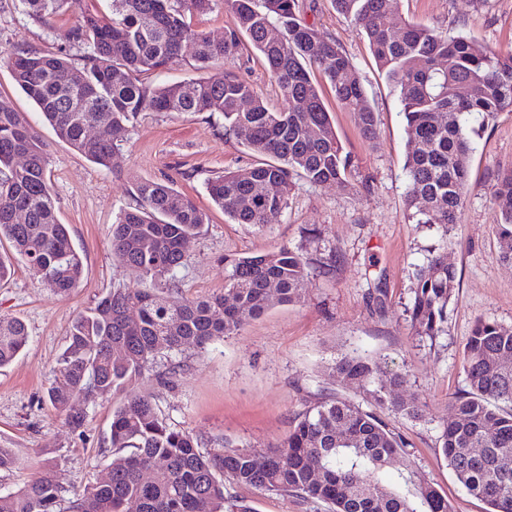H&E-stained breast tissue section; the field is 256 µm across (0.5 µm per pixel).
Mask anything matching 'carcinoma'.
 Returning <instances> with one entry per match:
<instances>
[{"mask_svg":"<svg viewBox=\"0 0 512 512\" xmlns=\"http://www.w3.org/2000/svg\"><path fill=\"white\" fill-rule=\"evenodd\" d=\"M31 18L48 21L65 0H19ZM336 11L363 31L377 67L399 90L409 151L405 202L417 224L459 222L473 152L469 119L512 112V51L479 48L463 34L443 36L393 9L394 0H332ZM219 5L230 18L217 42L185 20ZM278 31L271 39L268 32ZM65 38L84 47L80 58L59 50L24 47L0 51L15 84L32 99L56 137L90 162L111 168L128 124L142 112H221L225 128L264 160L218 174L207 182L212 202L237 224H272L288 204L294 180L347 186L350 156L344 151L320 90L317 69L336 101L357 113L362 135L379 139L377 115L335 41L306 21L299 0H112V17L88 13ZM265 59L288 101L273 111L250 83L232 73L199 77L155 88L139 75L182 60L194 46L197 69L235 58L243 41ZM250 102L241 108L242 100ZM105 120L106 136L91 139L88 127ZM50 154L26 113L0 99V281L23 261L60 296L80 284L84 265L66 224L56 214L49 177ZM136 203L112 224V256L129 282L112 289L78 314L57 361L48 398L65 423L83 425L76 403L124 390L152 368L162 351L204 349L218 336L236 334L262 315L269 289L286 304L299 303L311 268L324 266L282 247L226 261L224 291L203 298L179 295L177 270L183 243L200 232L209 215L174 188V182L137 179ZM493 224L502 260L512 262V168L497 172ZM23 213L24 223L15 215ZM455 271L442 253L416 276L407 308L419 340L444 332ZM28 342L25 323L0 317V368ZM337 375L362 388L380 407L407 418L422 406L405 400V375L381 379L368 356L346 354ZM466 388L454 397V419L440 448L457 481L486 505L485 512H512V327L481 317L463 350ZM109 481L68 490L46 464L15 492H0V512H254L224 493V478L264 492L292 493L330 505V512H452L432 484L416 479L400 461L407 443L371 411L346 399L318 403L288 438L263 449L223 446L200 451L197 439L166 423L150 399L129 392L112 412ZM401 465L398 480L380 473Z\"/></svg>","mask_w":512,"mask_h":512,"instance_id":"carcinoma-1","label":"carcinoma"}]
</instances>
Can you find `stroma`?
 Masks as SVG:
<instances>
[{"mask_svg":"<svg viewBox=\"0 0 512 512\" xmlns=\"http://www.w3.org/2000/svg\"><path fill=\"white\" fill-rule=\"evenodd\" d=\"M308 22L336 41L350 58L378 116V143L366 140L356 113L343 109L319 72L320 84L344 149L352 162L351 185L316 186L297 180L276 223L257 229L234 223L214 206L209 178L257 163L256 155L224 128L220 112H143L128 127L111 168L99 167L60 141L37 105L0 68V97L27 113L51 156L50 179L58 217L70 227L84 264L79 288L56 295L19 263L0 283V317L21 318L29 339L21 354L0 369V447L13 449L18 466L0 475L7 492L52 464L57 482L80 489L99 481L112 459L113 410L125 391L85 404L81 428L64 425L48 400L53 370L79 312L127 281L112 257V223L133 202L132 182L174 181L209 215L199 235L184 245L185 265L177 273L183 296L205 297L224 289V262L278 250L302 248L313 258H330L333 273L312 272L304 302L271 299L261 316L247 320L237 335L217 337L205 351L187 348L161 354L133 389L152 401L171 428L192 433L201 450L230 445L257 449L287 438L318 402L341 397L375 412L408 444L418 478L446 495L453 512H485L457 482L439 447L444 424L454 417L451 401L465 389L463 347L477 318L512 326V263L502 261L491 226L496 172L512 166V112L474 117L473 153L461 220L454 225L417 224L405 205L407 136L400 97L379 72L368 42L354 21L338 15L330 0H302ZM399 13L437 32H460L482 47L512 48V0H396ZM87 13L110 15V0H66L50 23L23 14L16 0H0V50L17 46L38 51L66 48L65 30ZM232 72L252 84L274 111L287 103L263 58L251 47L210 77ZM318 229L317 238L307 236ZM447 254L458 286L448 305L445 334L419 342L406 315L416 274L433 252ZM373 357L385 376L406 374L403 397L425 407L413 420L379 408L362 390L337 377L333 364L343 354ZM225 494L250 500L256 512H328L325 503L295 495L261 492L226 484Z\"/></svg>","mask_w":512,"mask_h":512,"instance_id":"stroma-1","label":"stroma"}]
</instances>
